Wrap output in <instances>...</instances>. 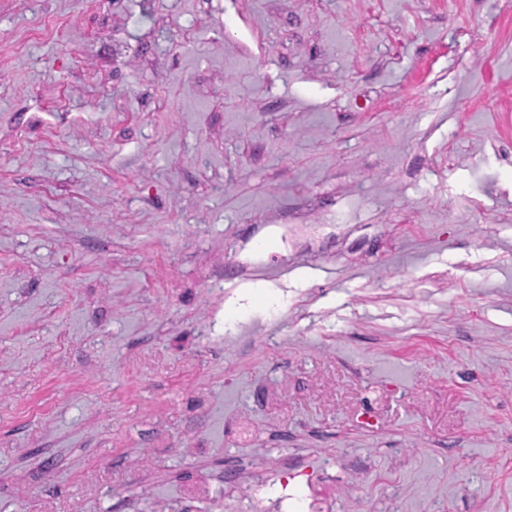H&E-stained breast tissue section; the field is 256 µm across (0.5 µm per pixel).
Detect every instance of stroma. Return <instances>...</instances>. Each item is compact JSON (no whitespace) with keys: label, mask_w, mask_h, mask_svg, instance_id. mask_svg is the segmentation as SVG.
<instances>
[{"label":"stroma","mask_w":512,"mask_h":512,"mask_svg":"<svg viewBox=\"0 0 512 512\" xmlns=\"http://www.w3.org/2000/svg\"><path fill=\"white\" fill-rule=\"evenodd\" d=\"M0 512H512V0H0Z\"/></svg>","instance_id":"1"}]
</instances>
